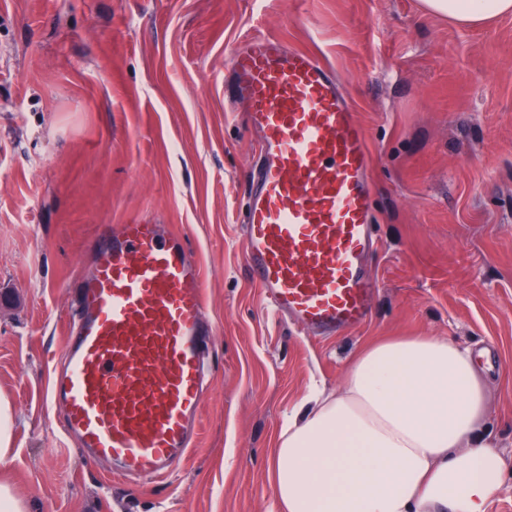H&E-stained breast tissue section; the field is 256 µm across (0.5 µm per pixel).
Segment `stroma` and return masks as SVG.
<instances>
[{"label": "stroma", "mask_w": 512, "mask_h": 512, "mask_svg": "<svg viewBox=\"0 0 512 512\" xmlns=\"http://www.w3.org/2000/svg\"><path fill=\"white\" fill-rule=\"evenodd\" d=\"M270 34L329 64L375 154L383 249L368 322L314 339L275 316L238 235L256 143L224 66ZM168 225L200 260L215 325L192 450L131 484L67 447L48 386L102 224ZM478 353L485 437L512 512V14L463 26L420 0H0V479L32 512H278L270 448L311 386L370 341ZM12 421L10 401L0 393V458L11 451Z\"/></svg>", "instance_id": "1"}]
</instances>
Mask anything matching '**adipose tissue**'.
Returning a JSON list of instances; mask_svg holds the SVG:
<instances>
[{
  "label": "adipose tissue",
  "mask_w": 512,
  "mask_h": 512,
  "mask_svg": "<svg viewBox=\"0 0 512 512\" xmlns=\"http://www.w3.org/2000/svg\"><path fill=\"white\" fill-rule=\"evenodd\" d=\"M461 24L512 0H421ZM487 398L469 350L431 336L379 339L334 394L313 393L271 452L280 512H487L504 460L481 433Z\"/></svg>",
  "instance_id": "ef3b65f1"
}]
</instances>
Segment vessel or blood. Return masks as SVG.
<instances>
[{"instance_id": "obj_1", "label": "vessel or blood", "mask_w": 512, "mask_h": 512, "mask_svg": "<svg viewBox=\"0 0 512 512\" xmlns=\"http://www.w3.org/2000/svg\"><path fill=\"white\" fill-rule=\"evenodd\" d=\"M226 71L258 135L240 220L251 279L309 335L363 325L379 238L374 156L353 100L329 66L272 35L247 40ZM202 276L187 239L164 225L97 239L49 380L58 430L84 459L152 478L188 454L214 334Z\"/></svg>"}]
</instances>
